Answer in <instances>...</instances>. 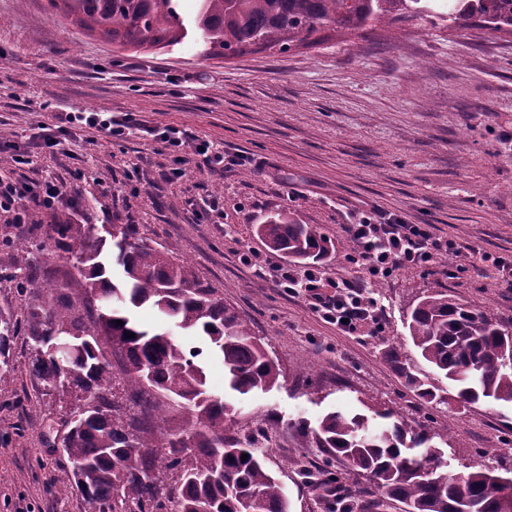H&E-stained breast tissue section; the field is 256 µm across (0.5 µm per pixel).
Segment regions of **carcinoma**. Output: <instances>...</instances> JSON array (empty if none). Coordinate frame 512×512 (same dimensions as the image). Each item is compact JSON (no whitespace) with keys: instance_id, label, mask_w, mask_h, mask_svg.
Listing matches in <instances>:
<instances>
[{"instance_id":"carcinoma-1","label":"carcinoma","mask_w":512,"mask_h":512,"mask_svg":"<svg viewBox=\"0 0 512 512\" xmlns=\"http://www.w3.org/2000/svg\"><path fill=\"white\" fill-rule=\"evenodd\" d=\"M80 28L100 31L121 46L165 47L187 35L181 0H49ZM421 0H197L195 29L215 57H241L258 49L287 51L315 44L326 26L362 33L368 23H392ZM448 21L460 29H512V0H447ZM28 259L8 277L24 294L32 271L48 259L73 262L68 293L26 302L30 373L41 395L60 402L87 401L79 418L64 420L52 449L66 457L60 490L76 487L92 512H290L284 487L266 468L256 440L224 435L231 403L206 385L199 356L224 363L233 393L266 391L280 369L218 290L203 285L174 246L157 249L131 224L106 239L95 225L42 224L32 218ZM266 247L294 263L320 264L332 249L321 228L282 211L257 226ZM148 306L177 328L198 336L190 350L165 332L142 327L136 312ZM121 324H116V321ZM423 360L451 381L459 402L512 404V328L485 311L442 292L424 295L406 314ZM17 331L0 310V387L12 379L10 342ZM132 332L128 338L125 333ZM70 344L62 362L48 347ZM387 356L409 388L428 403H448L447 390L401 358ZM317 444L346 460L355 475L407 512H506L489 489L493 472H467L464 485L448 473L441 449L403 420L370 425L365 415L327 413L313 430ZM247 459H241L242 455ZM327 512H366L372 488L347 485L323 470L313 478Z\"/></svg>"}]
</instances>
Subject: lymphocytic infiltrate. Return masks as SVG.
I'll return each mask as SVG.
<instances>
[{
	"mask_svg": "<svg viewBox=\"0 0 512 512\" xmlns=\"http://www.w3.org/2000/svg\"><path fill=\"white\" fill-rule=\"evenodd\" d=\"M90 127L96 129L107 142L125 139L131 130L160 140L172 152L192 151L203 156L215 169L224 170L242 165L241 156L220 150L210 142L189 133L188 130L167 126L157 128L139 121L131 114L105 116L99 112L57 113L52 124H40L37 137L29 142L0 137V158L9 165L22 167L32 164L40 151H55L73 131ZM79 209L81 197L68 193L64 185L55 181L3 182L0 181V212L13 214L16 223H25L31 210L53 211L58 206ZM354 244V257L366 268L370 280L389 277L401 267H426L434 263L441 252L457 253L454 240L437 237L431 225L411 224L401 215L388 213L373 205L357 210L348 226ZM278 287L288 293L303 289L311 308L325 321L339 330L351 333L359 327L378 328L384 313L373 298L365 296L361 285L349 280L334 282L332 291H325L323 278L317 269H306L303 275L294 270L279 268Z\"/></svg>",
	"mask_w": 512,
	"mask_h": 512,
	"instance_id": "1",
	"label": "lymphocytic infiltrate"
}]
</instances>
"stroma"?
Masks as SVG:
<instances>
[{
	"label": "stroma",
	"mask_w": 512,
	"mask_h": 512,
	"mask_svg": "<svg viewBox=\"0 0 512 512\" xmlns=\"http://www.w3.org/2000/svg\"><path fill=\"white\" fill-rule=\"evenodd\" d=\"M61 110L133 112L265 159L260 169L221 173L189 153L167 182L173 156L160 141L133 132L111 144L86 128L29 167L0 165V178L62 181L82 196L90 223L132 224L150 244L175 245L236 308L276 358L279 383L226 394L224 365L209 357L207 384L233 405L240 434L272 435L265 464L291 512H325L301 470L346 473L312 437L331 411H391L434 433L449 471L471 465L512 477L511 405L424 403L386 356L401 343L416 358L406 312L434 291L512 325V277L476 257L457 271L456 257L441 253L369 285L383 325L350 334L244 260L256 251L268 267L285 265L255 233L285 209L332 240L324 279L362 280L345 226L376 204L512 264V31L450 26L435 0L429 14L360 36L332 30L319 44L216 58L192 32L162 49L123 48L53 15L48 0H0V130L24 140ZM28 357L21 329L12 382L0 388V512H89L77 490H59L66 461L50 450L47 425L68 413L41 400Z\"/></svg>",
	"instance_id": "obj_1"
}]
</instances>
